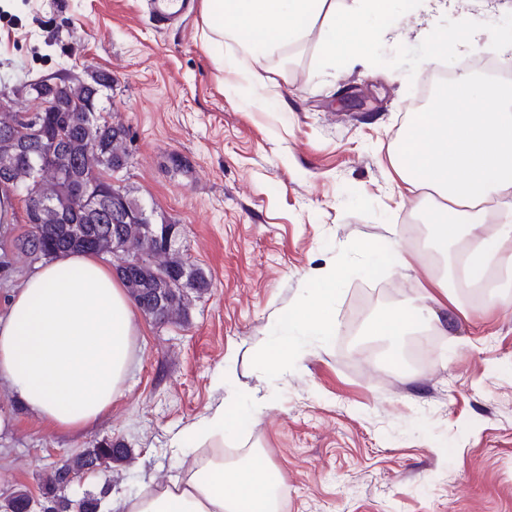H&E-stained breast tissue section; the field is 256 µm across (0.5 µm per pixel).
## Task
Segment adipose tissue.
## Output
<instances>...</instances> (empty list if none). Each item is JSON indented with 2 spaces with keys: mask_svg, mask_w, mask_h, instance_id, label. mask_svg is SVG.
Segmentation results:
<instances>
[{
  "mask_svg": "<svg viewBox=\"0 0 512 512\" xmlns=\"http://www.w3.org/2000/svg\"><path fill=\"white\" fill-rule=\"evenodd\" d=\"M333 2L203 0L208 39L235 49L233 56L216 59L217 70L233 71L242 60L261 66L284 55ZM387 2L360 0L359 12L319 30L323 50L333 51L338 40L363 32V12H382ZM470 86L466 75L452 86H439L437 100H454V109L414 113L392 160L401 193L429 191L437 197L429 250L411 252L397 245L392 261L408 269L427 261L429 253L442 256L446 270L430 282L437 293L430 305L415 311L386 312L369 324L370 335L399 336L413 319L439 320L442 307L457 311L459 288L486 289L487 305L495 306L497 280L512 279V87L487 82L481 99L488 108L475 112ZM340 279L336 269L317 277L321 299L295 313L297 326L316 332L334 324L325 297ZM140 336L130 296L102 257L92 251L61 253L13 293L0 317V381L49 429L86 432L125 395ZM227 426L219 406L176 437L178 448L210 437L217 452L181 481L124 501L125 512H281L286 488L263 452L225 463Z\"/></svg>",
  "mask_w": 512,
  "mask_h": 512,
  "instance_id": "obj_1",
  "label": "adipose tissue"
}]
</instances>
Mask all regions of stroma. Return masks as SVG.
<instances>
[{"instance_id": "35a3bbf8", "label": "stroma", "mask_w": 512, "mask_h": 512, "mask_svg": "<svg viewBox=\"0 0 512 512\" xmlns=\"http://www.w3.org/2000/svg\"><path fill=\"white\" fill-rule=\"evenodd\" d=\"M461 16L476 45L433 55L426 30ZM509 31L512 0L429 14L403 4L368 24L359 62L340 48L328 67L313 30L256 84L218 77L212 58L232 48L205 44L197 7L167 27L151 0H0V93L108 72L99 106L129 133V162L112 180L155 221L179 225L176 248L211 281L187 318L141 319L127 392L87 433L48 429L0 382V499L38 493L47 466L104 441L132 462L87 475L74 497L108 483L121 502L179 479L212 447L179 453L174 437L220 406L236 417L226 457L262 449L286 486L282 512H512V288L493 308L481 289H458L445 329L416 321L394 345L363 333L421 295L441 263L400 270L386 258L392 243L429 241L426 200L399 195L391 166L414 100L432 69L512 65ZM351 87L363 106H348ZM363 240L381 261H362ZM330 268L343 273L335 323L308 339L292 316ZM281 338L292 354L274 369L265 353Z\"/></svg>"}]
</instances>
